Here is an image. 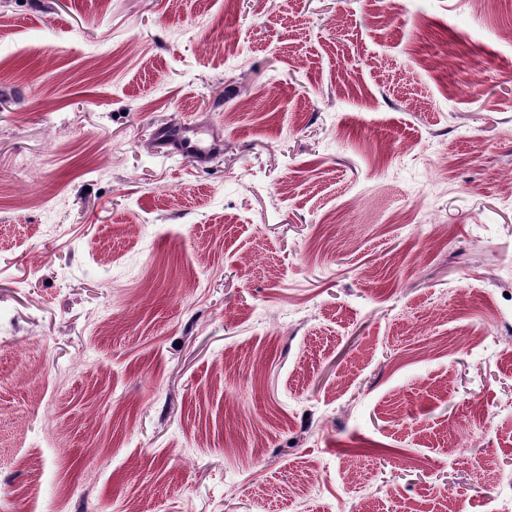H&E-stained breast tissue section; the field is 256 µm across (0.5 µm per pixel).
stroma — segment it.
I'll list each match as a JSON object with an SVG mask.
<instances>
[{"instance_id":"1","label":"stroma","mask_w":512,"mask_h":512,"mask_svg":"<svg viewBox=\"0 0 512 512\" xmlns=\"http://www.w3.org/2000/svg\"><path fill=\"white\" fill-rule=\"evenodd\" d=\"M510 191L512 0H0V512H512ZM217 146L218 144L209 142L196 131L180 128L178 145L172 150L171 155L193 156L198 160H205L214 153Z\"/></svg>"}]
</instances>
